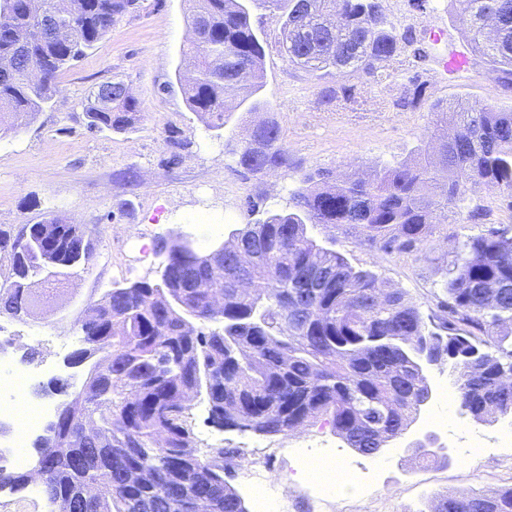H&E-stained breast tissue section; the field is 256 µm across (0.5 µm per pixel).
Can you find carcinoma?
Masks as SVG:
<instances>
[{
  "instance_id": "1",
  "label": "carcinoma",
  "mask_w": 512,
  "mask_h": 512,
  "mask_svg": "<svg viewBox=\"0 0 512 512\" xmlns=\"http://www.w3.org/2000/svg\"><path fill=\"white\" fill-rule=\"evenodd\" d=\"M133 0H69L62 24L70 42L39 33L55 0H0V135L43 111L59 72L111 29ZM281 23L288 60L312 71L377 74L412 43L410 28L388 21L383 0H258ZM462 35L512 89V0H451ZM193 38L186 55L193 68L177 74L189 108L210 130H221L263 88L264 47L251 11L241 0H193ZM49 58L46 76L30 79L18 54ZM140 103L122 80L93 90L85 104L87 129L133 127ZM434 131L419 156L373 175L331 180L308 173L293 192V209L270 214L235 231L245 266L235 255L213 266L209 252L187 237H161L168 256L161 279H141L110 290L92 304L97 316L81 321L76 362L112 357V378L86 392L89 415L103 431L96 449L76 445L66 458L48 457L52 477L43 485L52 512L73 501L74 512H195L207 496L212 512H247L224 482L222 448L201 457L188 424L186 390L210 394L218 421L258 434L287 435L321 416L358 453L370 456L384 437H400L431 388L423 359L449 364L460 407L477 422L512 415V225L485 227L459 245L425 316L400 289L354 268L309 236L307 225L343 230L386 255L418 254L436 230L457 221L467 192L484 188L512 210V110L456 101L432 107ZM232 153L243 173L264 176L296 163L282 128L268 115L248 129ZM95 238L78 224L52 216L34 224L0 226V312L31 314L54 265L86 269ZM317 260V286L308 287ZM207 280L224 292V308L210 309ZM7 281L15 287L5 288ZM293 306L283 329V302ZM200 321L197 327L190 317ZM218 323L217 329L202 325ZM150 469L154 479L130 483ZM97 486L82 499L88 482ZM27 485V475L0 468V490ZM430 512H512V488L487 493L449 491Z\"/></svg>"
}]
</instances>
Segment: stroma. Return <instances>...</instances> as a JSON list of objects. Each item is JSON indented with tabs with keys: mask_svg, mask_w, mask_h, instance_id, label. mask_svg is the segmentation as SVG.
I'll return each instance as SVG.
<instances>
[{
	"mask_svg": "<svg viewBox=\"0 0 512 512\" xmlns=\"http://www.w3.org/2000/svg\"><path fill=\"white\" fill-rule=\"evenodd\" d=\"M384 5L396 28L412 26L414 47L383 81L361 72H316L290 64L277 39V24L266 23L259 98L278 120L297 169L259 179L241 172L231 150L246 136L250 115L237 110L216 131L189 109L176 80L188 65L182 51L192 37L189 0H133L84 58L59 73L57 91L44 110L28 125L0 136V225L51 215L98 233L89 268L65 277L62 297L40 304L21 320L0 315V347L13 366H20L24 351L33 348V367L45 370L39 381L28 382L22 397L61 404L62 395L35 392L38 384L58 377L80 388L81 370L64 367L62 359L79 341L78 325L88 304L113 285L159 279L158 238L183 234L207 251L227 241L232 230L291 209V194L304 174H369L405 162L429 139L436 102L465 99L512 108V91L472 51L449 12L434 0H424L419 8L410 0H385ZM116 78L139 100L140 121L122 133L88 132L87 97ZM416 82L422 85L419 104L396 108V100ZM327 86L351 90L355 103L323 108L319 93ZM249 197L255 209H248ZM480 231L471 223L443 225L419 258L388 256L361 245L352 234L320 226L310 233L352 266L375 272L386 287L403 290L426 313L459 241ZM428 378L431 401L408 433L376 458L347 448L322 420L286 436L229 430L211 422L206 399L198 397L190 404L189 422L200 454L212 448L232 451L224 462V479L249 507L254 501L244 473L253 466L265 469L273 482L288 484L281 512H428L433 499L449 490L512 488V447L475 453L461 440L469 431L494 437L506 418L485 423L465 415L431 430L425 420L447 411L444 394L453 390L454 378L445 366L430 367ZM430 433L450 464L412 460L410 445ZM300 448L318 457L336 456L353 473L377 468L376 480L368 486L350 483L318 500L317 488L297 469Z\"/></svg>",
	"mask_w": 512,
	"mask_h": 512,
	"instance_id": "35a3bbf8",
	"label": "stroma"
}]
</instances>
